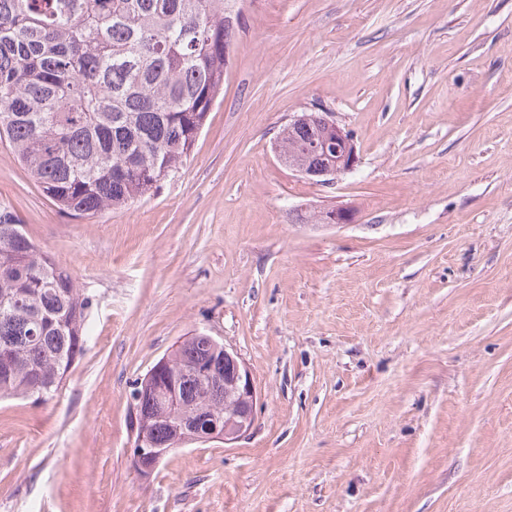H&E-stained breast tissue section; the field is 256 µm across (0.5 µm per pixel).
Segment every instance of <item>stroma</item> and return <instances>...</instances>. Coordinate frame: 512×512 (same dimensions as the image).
Returning a JSON list of instances; mask_svg holds the SVG:
<instances>
[{
  "instance_id": "obj_1",
  "label": "stroma",
  "mask_w": 512,
  "mask_h": 512,
  "mask_svg": "<svg viewBox=\"0 0 512 512\" xmlns=\"http://www.w3.org/2000/svg\"><path fill=\"white\" fill-rule=\"evenodd\" d=\"M195 145L122 210L58 212L0 145V205L91 300L46 402L0 400V512H512V0H237ZM333 112L361 163L279 160ZM353 208L351 224L295 211ZM237 352L250 434L130 463L137 381ZM310 115L313 112H309ZM300 158L289 155V150H298L299 145L311 139ZM306 123V124H304ZM304 124V125H303ZM302 125V126H301ZM299 126L288 131L289 127ZM280 154L288 158V167L305 180L318 185H332L337 176L352 172L359 164L356 143L342 125L332 119V113L324 115H289L288 124L282 129L275 143Z\"/></svg>"
}]
</instances>
